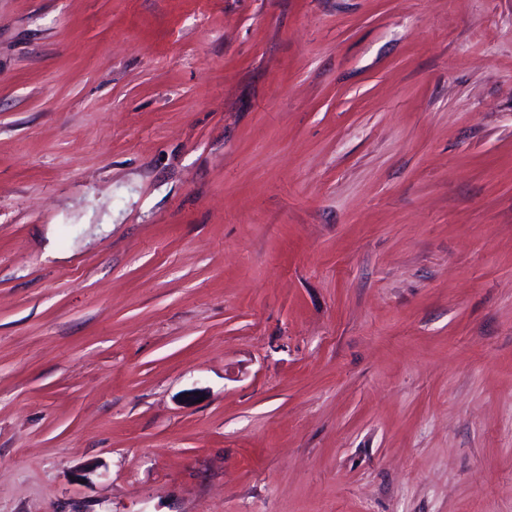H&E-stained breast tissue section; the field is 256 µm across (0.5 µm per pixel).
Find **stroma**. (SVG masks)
Listing matches in <instances>:
<instances>
[{
  "label": "stroma",
  "instance_id": "35a3bbf8",
  "mask_svg": "<svg viewBox=\"0 0 512 512\" xmlns=\"http://www.w3.org/2000/svg\"><path fill=\"white\" fill-rule=\"evenodd\" d=\"M0 512H512V0H0Z\"/></svg>",
  "mask_w": 512,
  "mask_h": 512
}]
</instances>
